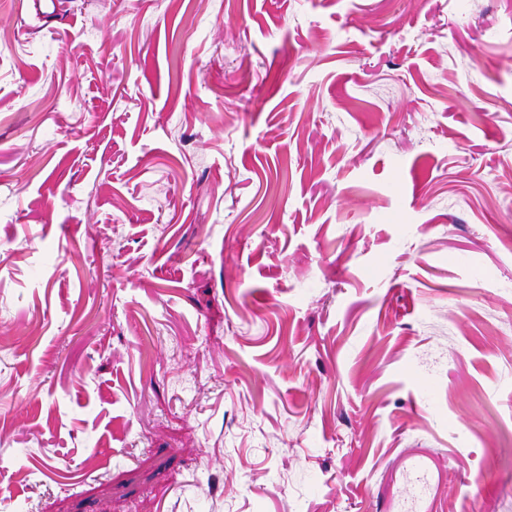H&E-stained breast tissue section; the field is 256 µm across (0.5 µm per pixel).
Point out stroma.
<instances>
[{
    "label": "stroma",
    "instance_id": "1",
    "mask_svg": "<svg viewBox=\"0 0 512 512\" xmlns=\"http://www.w3.org/2000/svg\"><path fill=\"white\" fill-rule=\"evenodd\" d=\"M0 512H512V0H0Z\"/></svg>",
    "mask_w": 512,
    "mask_h": 512
}]
</instances>
